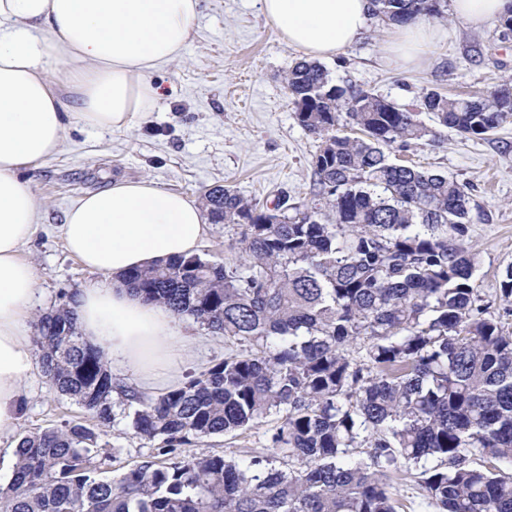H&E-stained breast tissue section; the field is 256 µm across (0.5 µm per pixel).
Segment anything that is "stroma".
I'll return each mask as SVG.
<instances>
[{
  "mask_svg": "<svg viewBox=\"0 0 512 512\" xmlns=\"http://www.w3.org/2000/svg\"><path fill=\"white\" fill-rule=\"evenodd\" d=\"M435 24L447 36L424 50L419 67L399 70L383 62L391 29L375 19L354 46L323 65L333 83L370 89L406 106L432 90L486 92L512 80V39L501 38L499 21L474 29L449 13ZM302 58L283 43L255 0H199L189 43L177 60L148 75L159 96L132 126L100 130L70 115L58 153L24 175L40 224L22 249L37 275L35 314L63 303L65 294L106 283V276L70 255L60 226L78 199L114 180L148 179L194 202L216 185L262 206L283 192L309 200L318 143L297 123L284 81ZM390 156L446 173L468 187L482 213L467 236L479 253L476 286L492 307H500V281L512 265V123L486 139L443 128L437 143L394 148ZM179 323L190 337L183 377L223 360L228 352L223 337L188 317ZM90 420L40 373L24 385L18 421L11 434L0 437V448L15 446L30 432ZM106 440L117 453L105 468L115 473L154 453L153 442L136 436L124 419L108 428ZM269 445L262 426L199 440L189 451L236 456Z\"/></svg>",
  "mask_w": 512,
  "mask_h": 512,
  "instance_id": "35a3bbf8",
  "label": "stroma"
}]
</instances>
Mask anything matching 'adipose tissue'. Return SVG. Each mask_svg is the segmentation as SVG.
Wrapping results in <instances>:
<instances>
[{"mask_svg":"<svg viewBox=\"0 0 512 512\" xmlns=\"http://www.w3.org/2000/svg\"><path fill=\"white\" fill-rule=\"evenodd\" d=\"M283 42L307 59L351 47L371 15V0H256ZM473 28L512 14V0H451ZM198 0H0V434L17 420L22 386L37 363L25 316L36 271L20 252L36 228L37 203L20 171L54 156L67 111L93 128L131 125L156 92L147 74L177 59L192 35ZM440 34L425 19L397 28L387 62L416 64ZM62 68L73 98L51 75ZM206 231L201 209L155 182L121 180L81 197L61 226L69 252L111 284L83 289L74 307L84 339L142 390L178 380L186 340L176 317L125 281L130 272L197 253Z\"/></svg>","mask_w":512,"mask_h":512,"instance_id":"adipose-tissue-1","label":"adipose tissue"}]
</instances>
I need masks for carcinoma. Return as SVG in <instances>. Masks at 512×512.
Wrapping results in <instances>:
<instances>
[{"label": "carcinoma", "instance_id": "1", "mask_svg": "<svg viewBox=\"0 0 512 512\" xmlns=\"http://www.w3.org/2000/svg\"><path fill=\"white\" fill-rule=\"evenodd\" d=\"M383 24L441 18L440 0H372ZM319 144L312 199L273 210L230 187L203 194L244 261L198 255L127 276L147 299L224 336V360L157 395L126 387L88 344L70 301L38 316L46 376L94 424L23 435L0 512H397L393 475L423 468L436 512H512V266L503 310L475 288L467 186L386 150L436 142L420 114L483 139L512 120V86L432 90L405 108L332 83L299 61L285 78ZM362 355L358 360L354 354ZM158 442L151 459L100 476V429ZM269 422L277 455L186 456L204 438Z\"/></svg>", "mask_w": 512, "mask_h": 512}]
</instances>
